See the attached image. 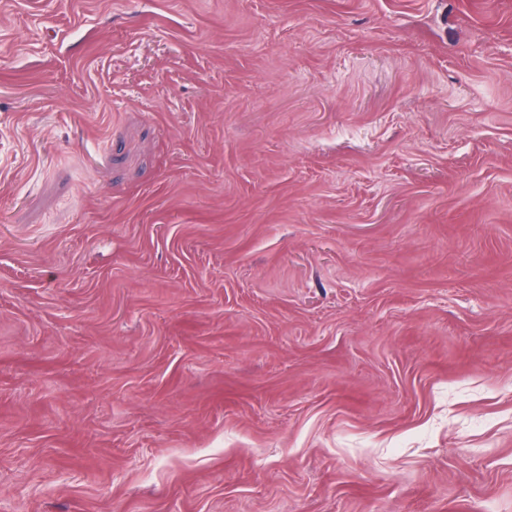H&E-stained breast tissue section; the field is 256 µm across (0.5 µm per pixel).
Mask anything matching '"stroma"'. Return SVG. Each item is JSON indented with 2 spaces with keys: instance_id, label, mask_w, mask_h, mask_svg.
<instances>
[{
  "instance_id": "35a3bbf8",
  "label": "stroma",
  "mask_w": 512,
  "mask_h": 512,
  "mask_svg": "<svg viewBox=\"0 0 512 512\" xmlns=\"http://www.w3.org/2000/svg\"><path fill=\"white\" fill-rule=\"evenodd\" d=\"M0 512H512V0H0Z\"/></svg>"
}]
</instances>
